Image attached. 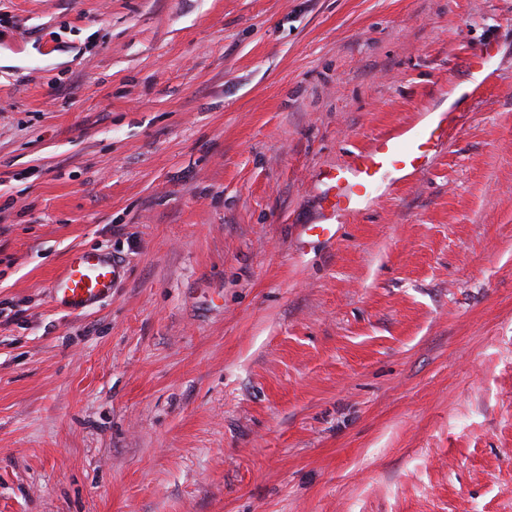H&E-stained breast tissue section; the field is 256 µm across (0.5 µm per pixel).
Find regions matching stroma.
<instances>
[{
    "label": "stroma",
    "mask_w": 512,
    "mask_h": 512,
    "mask_svg": "<svg viewBox=\"0 0 512 512\" xmlns=\"http://www.w3.org/2000/svg\"><path fill=\"white\" fill-rule=\"evenodd\" d=\"M3 55L0 512H512V0H0ZM77 248L125 275L71 313ZM471 85V81L461 83L454 96L437 111L422 113L415 124L376 136L368 148L354 153L346 165L316 172L323 218L319 224H310L304 233L333 239L339 217L359 213L366 202L397 180L425 174L430 158L453 137L460 122L459 113L445 109Z\"/></svg>",
    "instance_id": "stroma-1"
}]
</instances>
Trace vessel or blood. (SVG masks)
Listing matches in <instances>:
<instances>
[{"label":"vessel or blood","instance_id":"vessel-or-blood-1","mask_svg":"<svg viewBox=\"0 0 512 512\" xmlns=\"http://www.w3.org/2000/svg\"><path fill=\"white\" fill-rule=\"evenodd\" d=\"M459 122V113L450 110L422 113L416 123L376 136L346 165L318 171L315 184L323 218L309 225L306 235L335 238L339 218L359 213L396 181L425 174L431 157L453 137ZM119 278L115 261L93 249H77L53 279L52 294L62 308L79 313L111 296Z\"/></svg>","mask_w":512,"mask_h":512}]
</instances>
